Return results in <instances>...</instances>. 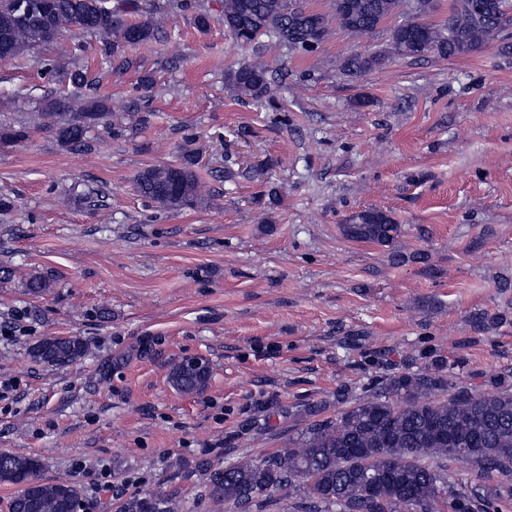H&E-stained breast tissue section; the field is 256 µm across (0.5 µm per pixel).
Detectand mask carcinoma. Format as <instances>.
<instances>
[{"mask_svg": "<svg viewBox=\"0 0 512 512\" xmlns=\"http://www.w3.org/2000/svg\"><path fill=\"white\" fill-rule=\"evenodd\" d=\"M397 0H333L332 14L309 10L297 0H224V27L245 47L271 35L275 45L309 51L331 33V25L355 34L372 33L385 22ZM435 0H411V16L390 31L391 53L411 58L468 55L488 46L512 27V0H451L448 20L426 23ZM73 29L134 46L154 38L153 17L136 24L116 18L110 0H8L0 6V62L56 41ZM380 54H353L343 70L360 76L380 65ZM234 89L256 101L270 97L272 76L261 61L228 73ZM71 96L84 97L92 86L79 66L70 72ZM109 113L104 102L89 100L75 108L70 96L47 102L45 117L66 144L83 141L87 129ZM137 192L163 209L193 207L206 196L194 163L154 165L141 170ZM351 240L391 245L401 225L377 209L355 212L342 225ZM88 347L77 336H47L33 356L50 366L82 360ZM185 359L170 372L172 386L183 393L204 389ZM336 402L348 408L334 418L315 421L261 462L242 457L226 467L201 464L209 499L224 512H273L291 502L292 512H499L512 500V383L494 380L481 392L455 381L442 359L416 372L395 373L380 391L355 398L336 389ZM467 459L480 475L493 472L505 481L481 480L459 485L448 464ZM42 462L0 453V482L17 485L9 512H72L79 490L69 481L46 482ZM120 512H183L177 497L162 489L127 498Z\"/></svg>", "mask_w": 512, "mask_h": 512, "instance_id": "1", "label": "carcinoma"}]
</instances>
